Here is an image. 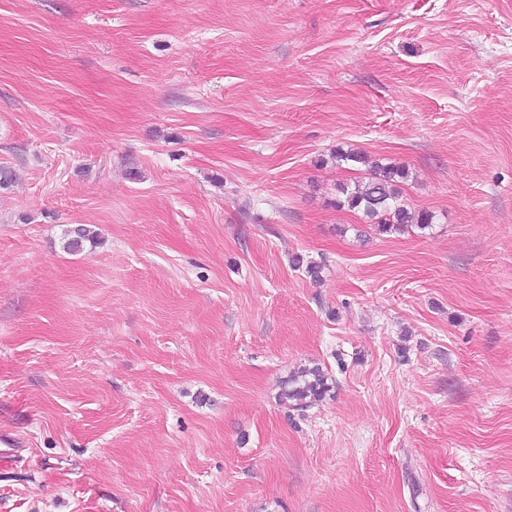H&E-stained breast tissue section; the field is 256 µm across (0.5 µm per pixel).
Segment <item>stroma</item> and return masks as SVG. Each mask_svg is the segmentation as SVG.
Returning a JSON list of instances; mask_svg holds the SVG:
<instances>
[{
    "mask_svg": "<svg viewBox=\"0 0 512 512\" xmlns=\"http://www.w3.org/2000/svg\"><path fill=\"white\" fill-rule=\"evenodd\" d=\"M0 167V512H512V0H0ZM374 176L364 185L354 184L353 188L340 185L339 192L343 199L336 201V206L360 209L375 223L380 232L393 233L408 229L414 224L419 229H426L432 224V215L421 212L417 215L409 212L399 203V179L408 173L399 167L374 163ZM62 248L67 253H81L92 250L98 243V232L88 225H76L64 230ZM333 382L328 370L321 365H306L281 382L277 398L281 405L303 410L321 402L333 388Z\"/></svg>",
    "mask_w": 512,
    "mask_h": 512,
    "instance_id": "1",
    "label": "stroma"
}]
</instances>
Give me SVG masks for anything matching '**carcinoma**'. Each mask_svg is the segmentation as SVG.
Listing matches in <instances>:
<instances>
[{
    "label": "carcinoma",
    "mask_w": 512,
    "mask_h": 512,
    "mask_svg": "<svg viewBox=\"0 0 512 512\" xmlns=\"http://www.w3.org/2000/svg\"><path fill=\"white\" fill-rule=\"evenodd\" d=\"M374 176L367 183L354 187L341 186L343 199L336 206L360 209L363 214L377 220L382 233L401 232L414 225L426 229L432 224V215L409 212L399 203V180L407 172L399 167L375 163ZM99 243L98 232L88 225H76L64 230L62 248L67 253H81L95 248ZM333 388L328 370L319 364L306 365L292 372L281 382L277 398L280 404L293 410H302L322 401Z\"/></svg>",
    "instance_id": "carcinoma-1"
}]
</instances>
